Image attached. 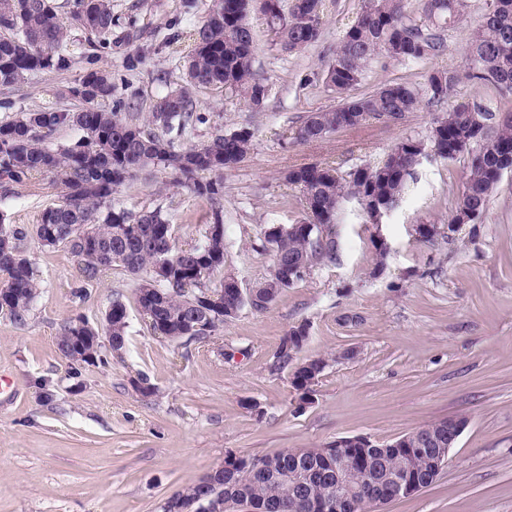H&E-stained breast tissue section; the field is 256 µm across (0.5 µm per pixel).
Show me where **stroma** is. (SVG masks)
Wrapping results in <instances>:
<instances>
[{
	"label": "stroma",
	"instance_id": "obj_1",
	"mask_svg": "<svg viewBox=\"0 0 512 512\" xmlns=\"http://www.w3.org/2000/svg\"><path fill=\"white\" fill-rule=\"evenodd\" d=\"M489 0H471L448 29L432 67L464 71ZM211 0H112V50L93 55L83 31L70 32L63 73L44 71L7 90L0 121L42 108H68V94L88 67L112 73L113 102L149 111L182 81L185 57ZM360 0H327L321 42L288 54L272 45L252 12L256 65L268 79L260 110L221 88L196 91L207 121L192 142L217 130L255 131L247 158L224 174V274L251 287L266 278L261 249L271 224L301 221V194L286 184L292 162H329L340 170L384 154L409 135H427L438 112L425 107L399 125L369 122L317 143L283 144L312 111L335 105L321 76L330 51ZM466 176L464 160L429 159L415 170L404 199L382 232L389 251L378 259L374 231L356 201H345L336 226V259L314 267L270 309L244 308L210 338L190 344L153 336L134 292L135 278L115 268L80 276L63 246L29 239L40 291L24 323L0 314V512H161L173 492L197 482L227 453L273 454L365 435L385 443L434 420H469L430 488L376 512H512V174L504 175L478 223L448 243V212ZM50 176L0 186V213L29 228L57 203ZM118 208H162L176 244L199 239L209 204L165 171L138 178L112 196ZM432 224L425 242L415 234ZM83 298H76L75 290ZM129 313L127 350L107 365L67 361L58 349L61 323L81 314L102 321L113 296ZM307 324L301 358L328 362L314 401L298 395L275 352L288 330ZM147 379L152 395L136 388Z\"/></svg>",
	"mask_w": 512,
	"mask_h": 512
}]
</instances>
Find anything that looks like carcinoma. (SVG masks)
I'll list each match as a JSON object with an SVG mask.
<instances>
[{"label":"carcinoma","mask_w":512,"mask_h":512,"mask_svg":"<svg viewBox=\"0 0 512 512\" xmlns=\"http://www.w3.org/2000/svg\"><path fill=\"white\" fill-rule=\"evenodd\" d=\"M265 16L272 44L287 53H300L318 44L323 34L325 0H216L195 32V48L185 63L184 84L169 88L152 105L146 118L106 107L112 98V75L91 69L69 94L79 99L73 109L44 108L19 112L0 122V182L21 184L49 175L60 189V200L44 209L32 229H13L0 215V290H8L0 312L23 323L38 295V274L27 256L25 242L34 236L44 247L64 246L75 258L80 274L93 279L119 267L138 277L135 294L153 335L169 341L187 336L203 340L224 321L250 306L237 299L224 279V182L221 175L236 168L253 146L254 131L241 127L218 131L201 143L187 137L205 117L194 111L192 90L224 87L260 109L269 86L256 67L257 45L250 21L254 2ZM70 7L71 25L91 36L89 45L112 51V0H0V86L25 82L45 70L64 72L71 66L68 30L58 13ZM469 0H361L345 24L324 73V82L337 104L310 113L293 134L296 143L320 142L343 130H359L370 120L397 124L424 105L442 108L426 137L407 136L383 156L342 173L330 163H300L287 167L285 179L300 188L312 211L305 223L320 228L309 235L288 233L264 237L261 248L272 262L313 268L336 257L335 224L344 201H370L392 212L407 189V178L418 157L437 149L443 160L467 159L463 189L448 215V240L462 216L483 214L499 188L504 161L512 157V0H497L483 15L467 53L465 77L490 92L493 108L457 104L445 107L460 80L457 71L432 68L421 82L386 81L361 95L354 94L368 78L371 61L383 54L402 64H420L445 50L448 27L462 19ZM63 128L81 136L55 145L51 137ZM160 169L175 182L211 204V221L203 225L197 243L175 245V228L160 208L132 211L112 206V194L140 174ZM211 173L216 178L204 180ZM129 314L117 295L101 324L81 315L60 328L59 350L73 363L106 365L99 336L111 337V351L126 344ZM309 335L305 324L283 337L276 358L291 367L289 382L299 387L305 369L294 362ZM85 337V345L71 337ZM289 450L244 457L242 465H262L266 475L240 485L229 472L205 488L193 483L171 494L162 512L187 510L201 494H217L230 507L261 512H300L297 492L283 477L279 463ZM302 461L336 464L327 446L302 449ZM312 501L336 498V484L313 482L305 489Z\"/></svg>","instance_id":"carcinoma-1"}]
</instances>
